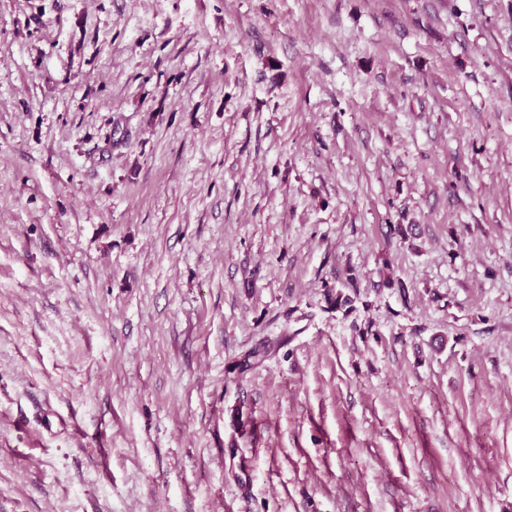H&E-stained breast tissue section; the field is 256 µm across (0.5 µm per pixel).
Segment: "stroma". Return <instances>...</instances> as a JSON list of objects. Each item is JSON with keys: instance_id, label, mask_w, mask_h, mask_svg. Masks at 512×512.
Returning a JSON list of instances; mask_svg holds the SVG:
<instances>
[{"instance_id": "obj_1", "label": "stroma", "mask_w": 512, "mask_h": 512, "mask_svg": "<svg viewBox=\"0 0 512 512\" xmlns=\"http://www.w3.org/2000/svg\"><path fill=\"white\" fill-rule=\"evenodd\" d=\"M0 512H512V0H0Z\"/></svg>"}]
</instances>
